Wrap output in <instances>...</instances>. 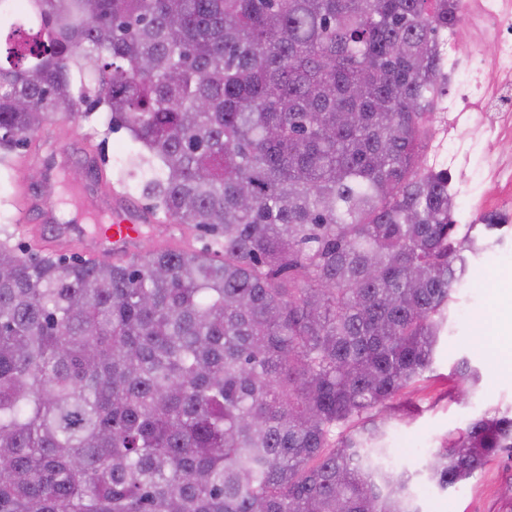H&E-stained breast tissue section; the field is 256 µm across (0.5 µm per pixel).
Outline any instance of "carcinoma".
<instances>
[{
    "instance_id": "cac0c4a2",
    "label": "carcinoma",
    "mask_w": 512,
    "mask_h": 512,
    "mask_svg": "<svg viewBox=\"0 0 512 512\" xmlns=\"http://www.w3.org/2000/svg\"><path fill=\"white\" fill-rule=\"evenodd\" d=\"M448 0H0V162L128 131L154 215L113 260L0 243V512H421L384 413L486 250L421 153ZM512 454L484 415L441 490ZM155 225V231L152 236L148 237L147 241L142 240L140 244V251H143L145 247H150L153 244H158L159 242H165L171 245H181L184 242L189 243L193 248L198 250L200 249H209L211 250V237L208 233L204 231H197L192 235H189L187 232L184 234L178 229L175 232L174 240H170L171 232L169 231V226L178 225V224H153Z\"/></svg>"
}]
</instances>
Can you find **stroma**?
I'll return each mask as SVG.
<instances>
[{
    "mask_svg": "<svg viewBox=\"0 0 512 512\" xmlns=\"http://www.w3.org/2000/svg\"><path fill=\"white\" fill-rule=\"evenodd\" d=\"M447 89H440L432 105L431 127L424 155L429 166L448 173L456 196L453 220L475 224L494 214L506 228L500 242L474 258L479 267H492L497 288L456 289L448 310V333L442 336L433 364L434 376L408 388L394 402L387 426V442L393 467L412 472L422 470L431 450L443 439L455 436L466 425L488 412L512 411V373H493L488 355L498 343L497 318L512 307L503 289H512V194L491 180L487 168L497 144L468 132L448 142ZM126 130L103 134L80 118L60 119L44 126L27 152L16 158L9 176L0 175V240L9 239L18 252L31 246L29 226L21 220L20 204L27 194L39 195L44 210L58 206L59 188L36 180L35 172L51 161L70 168H83L84 149L104 157L108 172L122 169L127 161ZM478 368L480 379L467 396H460V383L450 372L460 359ZM414 492L423 512H512V461L496 457L469 479L448 490H440L416 479Z\"/></svg>",
    "mask_w": 512,
    "mask_h": 512,
    "instance_id": "obj_1",
    "label": "stroma"
}]
</instances>
